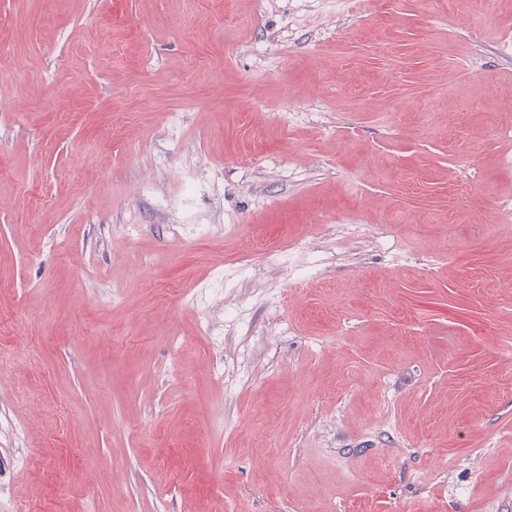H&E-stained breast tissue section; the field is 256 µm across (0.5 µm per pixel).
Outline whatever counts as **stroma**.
Returning <instances> with one entry per match:
<instances>
[{"instance_id": "35a3bbf8", "label": "stroma", "mask_w": 512, "mask_h": 512, "mask_svg": "<svg viewBox=\"0 0 512 512\" xmlns=\"http://www.w3.org/2000/svg\"><path fill=\"white\" fill-rule=\"evenodd\" d=\"M510 207L512 0H0V512H512Z\"/></svg>"}]
</instances>
